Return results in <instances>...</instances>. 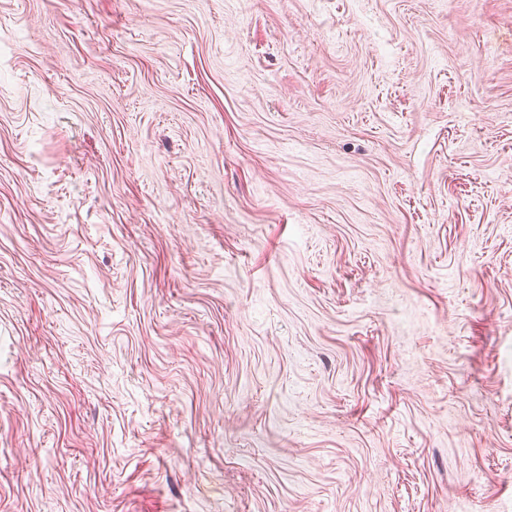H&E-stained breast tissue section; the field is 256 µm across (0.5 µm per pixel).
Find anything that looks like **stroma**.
<instances>
[{
	"label": "stroma",
	"mask_w": 512,
	"mask_h": 512,
	"mask_svg": "<svg viewBox=\"0 0 512 512\" xmlns=\"http://www.w3.org/2000/svg\"><path fill=\"white\" fill-rule=\"evenodd\" d=\"M0 512H512V0H0Z\"/></svg>",
	"instance_id": "35a3bbf8"
}]
</instances>
